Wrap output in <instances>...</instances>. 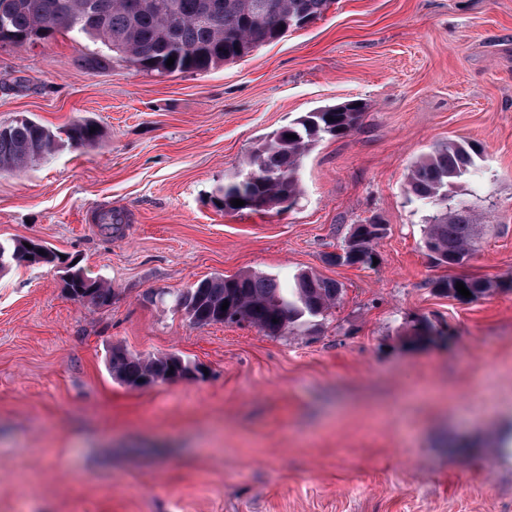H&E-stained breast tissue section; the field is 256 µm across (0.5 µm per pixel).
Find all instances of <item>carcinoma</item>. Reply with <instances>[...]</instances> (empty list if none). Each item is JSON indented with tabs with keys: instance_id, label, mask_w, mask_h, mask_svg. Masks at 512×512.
Returning a JSON list of instances; mask_svg holds the SVG:
<instances>
[{
	"instance_id": "1",
	"label": "carcinoma",
	"mask_w": 512,
	"mask_h": 512,
	"mask_svg": "<svg viewBox=\"0 0 512 512\" xmlns=\"http://www.w3.org/2000/svg\"><path fill=\"white\" fill-rule=\"evenodd\" d=\"M332 0H0V46L48 42L62 33H74L102 44L111 55L80 57L87 70L110 59L127 63L139 72L160 76L201 74L232 63L256 47L282 38L292 29L314 22ZM174 64L166 66L169 58ZM363 107L350 101L308 112L259 144L245 161L246 172H236L216 190L215 202L226 212H269L301 195L299 171L315 143L337 137L358 125ZM95 132H90V129ZM295 138L289 139L287 135ZM102 131L94 123L76 119L58 131L28 118L15 119L0 132V172L25 169L48 160L66 143L88 151ZM483 160L478 143L450 139L433 148L410 168L406 190L432 210L422 238L423 247L438 266H461L473 254L477 224L465 206H448L452 190L473 175ZM252 202V207L231 201ZM386 233L378 219L362 225L360 237H350L336 263L370 267L373 245ZM30 247H25V244ZM8 266L41 264L62 267L64 290L74 300L100 309L112 303V288L87 276L73 263L40 241L18 239L0 243ZM462 283L476 300L491 283L454 277L437 288L461 297ZM342 288L315 273H301L289 286L271 275L243 273L204 279L171 295L173 307L195 327L247 323L271 335L301 331L310 319L322 316L340 302ZM228 308H222L224 302ZM112 378L143 388L171 382L192 372L190 362L176 354L142 356L124 347L112 348Z\"/></svg>"
}]
</instances>
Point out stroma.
<instances>
[{
    "mask_svg": "<svg viewBox=\"0 0 512 512\" xmlns=\"http://www.w3.org/2000/svg\"><path fill=\"white\" fill-rule=\"evenodd\" d=\"M95 50L73 33L0 47V124L103 131L0 173V242L41 240L113 291L94 310L59 269L0 272V512H512V0H332L203 74L80 68ZM347 101L359 125L313 146L289 210L215 207L258 144ZM451 138L484 161L454 190L480 249L447 269L406 178ZM107 210L119 224H99ZM374 216L377 264L333 262ZM246 272H313L341 301L270 336L150 299ZM462 275L493 289L435 287ZM424 322L432 336L410 340ZM115 346L203 373L131 388L108 372ZM456 283H463L465 288L469 290L471 293V297L469 299L476 300L486 295L491 288V283L485 281L483 279L477 278H466V277H454V278H445L438 282L437 288L447 296H452L455 298H465L456 290Z\"/></svg>",
    "mask_w": 512,
    "mask_h": 512,
    "instance_id": "obj_1",
    "label": "stroma"
}]
</instances>
